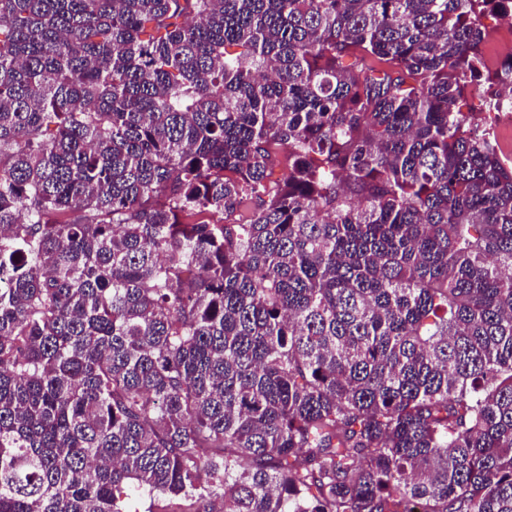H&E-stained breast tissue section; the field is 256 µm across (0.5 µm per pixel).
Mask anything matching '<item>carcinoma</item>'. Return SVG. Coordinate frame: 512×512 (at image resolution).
<instances>
[{
	"label": "carcinoma",
	"mask_w": 512,
	"mask_h": 512,
	"mask_svg": "<svg viewBox=\"0 0 512 512\" xmlns=\"http://www.w3.org/2000/svg\"><path fill=\"white\" fill-rule=\"evenodd\" d=\"M489 15L0 0V512H512ZM181 501L172 498L169 495H149L143 493L142 496H137L133 501V507L136 508L137 512H171L176 510L178 504Z\"/></svg>",
	"instance_id": "cac0c4a2"
}]
</instances>
